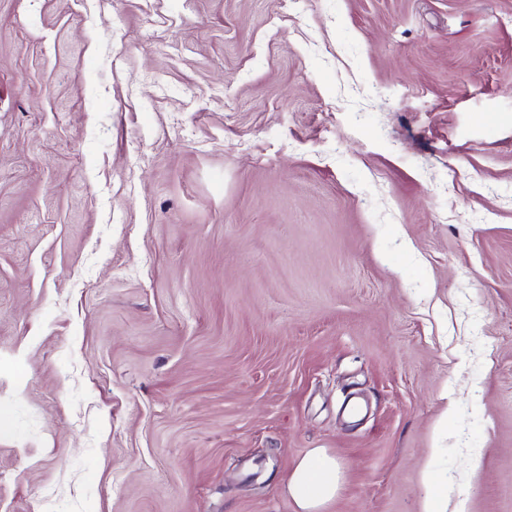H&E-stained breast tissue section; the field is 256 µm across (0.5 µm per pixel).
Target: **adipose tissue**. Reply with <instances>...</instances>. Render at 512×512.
Masks as SVG:
<instances>
[{"label":"adipose tissue","mask_w":512,"mask_h":512,"mask_svg":"<svg viewBox=\"0 0 512 512\" xmlns=\"http://www.w3.org/2000/svg\"><path fill=\"white\" fill-rule=\"evenodd\" d=\"M339 484L335 457L315 448L295 463L285 489L298 512H323L335 500Z\"/></svg>","instance_id":"obj_1"}]
</instances>
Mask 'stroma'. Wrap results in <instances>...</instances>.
<instances>
[{
    "label": "stroma",
    "instance_id": "35a3bbf8",
    "mask_svg": "<svg viewBox=\"0 0 512 512\" xmlns=\"http://www.w3.org/2000/svg\"><path fill=\"white\" fill-rule=\"evenodd\" d=\"M0 512H512V0H0ZM339 484L336 458L323 448H314L295 463L285 489L298 512H322L336 499Z\"/></svg>",
    "mask_w": 512,
    "mask_h": 512
}]
</instances>
